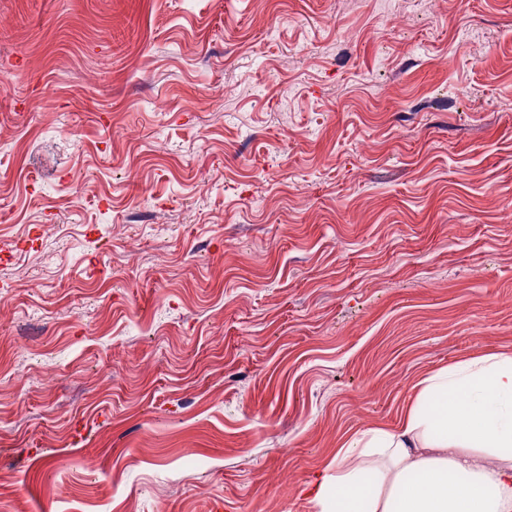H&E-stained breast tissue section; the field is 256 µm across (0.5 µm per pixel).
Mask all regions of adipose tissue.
<instances>
[{
	"label": "adipose tissue",
	"mask_w": 512,
	"mask_h": 512,
	"mask_svg": "<svg viewBox=\"0 0 512 512\" xmlns=\"http://www.w3.org/2000/svg\"><path fill=\"white\" fill-rule=\"evenodd\" d=\"M309 502L313 512H512V355L426 376L400 427L347 440Z\"/></svg>",
	"instance_id": "obj_1"
}]
</instances>
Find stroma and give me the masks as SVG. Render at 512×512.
Instances as JSON below:
<instances>
[{
	"mask_svg": "<svg viewBox=\"0 0 512 512\" xmlns=\"http://www.w3.org/2000/svg\"><path fill=\"white\" fill-rule=\"evenodd\" d=\"M0 81V512H312L512 354V0H0Z\"/></svg>",
	"mask_w": 512,
	"mask_h": 512,
	"instance_id": "obj_1",
	"label": "stroma"
}]
</instances>
